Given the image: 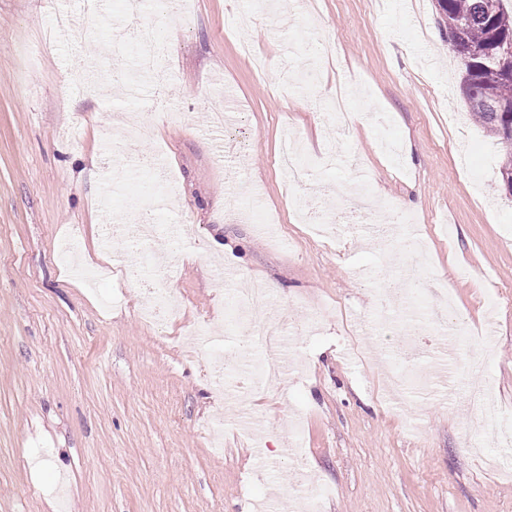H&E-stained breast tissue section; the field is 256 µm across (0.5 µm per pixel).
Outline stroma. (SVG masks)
<instances>
[{"mask_svg":"<svg viewBox=\"0 0 512 512\" xmlns=\"http://www.w3.org/2000/svg\"><path fill=\"white\" fill-rule=\"evenodd\" d=\"M316 3L194 0L186 28L158 13L166 52L128 104L112 0L26 79L17 46L82 2L0 0V512H303L312 486L322 512H512V442L454 399L477 375L512 414L506 146L470 118L433 0ZM159 156L164 206L144 194ZM362 191L375 222L347 223ZM146 202L152 236L104 245ZM407 217L413 272L393 234ZM154 279L178 300L159 325ZM257 282L278 285L288 367L243 408L211 361L237 356L225 298ZM446 292L475 328L457 346L428 315Z\"/></svg>","mask_w":512,"mask_h":512,"instance_id":"1","label":"stroma"}]
</instances>
